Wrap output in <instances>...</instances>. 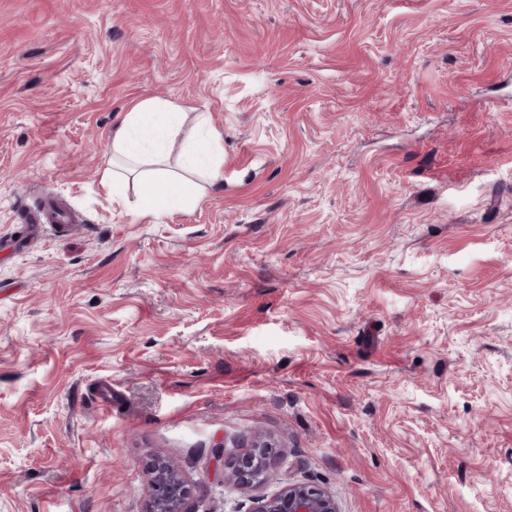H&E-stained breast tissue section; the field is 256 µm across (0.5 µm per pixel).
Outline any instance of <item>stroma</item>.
I'll return each mask as SVG.
<instances>
[{"mask_svg":"<svg viewBox=\"0 0 512 512\" xmlns=\"http://www.w3.org/2000/svg\"><path fill=\"white\" fill-rule=\"evenodd\" d=\"M147 98L224 147L157 221L101 185ZM157 459L188 512H512V0H0V512H144ZM196 123L200 127L208 129L209 151L208 159L203 166L201 176L204 183L215 186L223 182L224 175L222 170L223 164V147L222 137L219 132L209 126L208 117L205 113L200 112L194 116ZM271 445L263 440L242 456L224 462V483L239 486H254L267 483L273 472L271 459L276 454ZM252 512H339L336 500L325 490L303 483L284 486L270 498L260 501Z\"/></svg>","mask_w":512,"mask_h":512,"instance_id":"35a3bbf8","label":"stroma"}]
</instances>
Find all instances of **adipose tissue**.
<instances>
[{"instance_id":"1","label":"adipose tissue","mask_w":512,"mask_h":512,"mask_svg":"<svg viewBox=\"0 0 512 512\" xmlns=\"http://www.w3.org/2000/svg\"><path fill=\"white\" fill-rule=\"evenodd\" d=\"M163 117L160 128L163 137L176 138L185 118L178 106L156 99H144L125 112L121 121L112 129V167L105 170L101 183L112 191V197L128 203L130 210L139 216L161 219L173 207L193 208L202 196L204 185H217L224 179L222 137L210 129L205 113H198V126L207 128L209 151L206 163H199L195 152H187L190 165H201L202 183L172 176L163 165L160 143L151 141L149 135L155 117ZM135 183L136 196L128 198L126 187Z\"/></svg>"}]
</instances>
